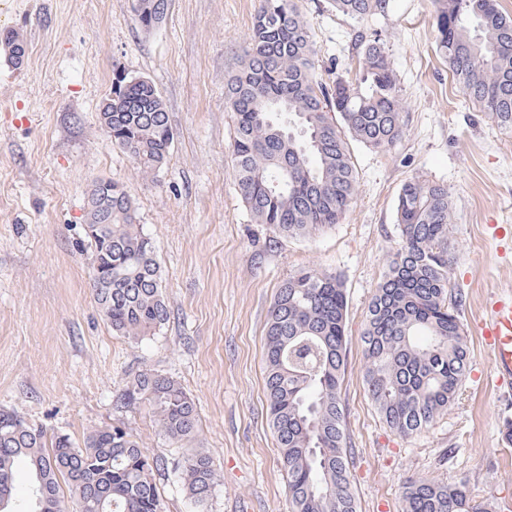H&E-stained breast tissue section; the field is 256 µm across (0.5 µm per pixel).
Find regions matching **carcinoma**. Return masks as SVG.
Wrapping results in <instances>:
<instances>
[{"mask_svg":"<svg viewBox=\"0 0 512 512\" xmlns=\"http://www.w3.org/2000/svg\"><path fill=\"white\" fill-rule=\"evenodd\" d=\"M165 0H133L149 30L166 16ZM355 20L384 16L389 0H332ZM437 52L466 98L512 134V16L499 0H442ZM0 49L14 64L27 44L0 29ZM362 84L338 73L319 79L315 50L298 0H260L237 68L226 79L235 117L233 168L241 200L258 224L307 238L341 222L354 202L358 171L350 145L390 148L403 134V103L383 40L357 35ZM112 145L150 174L173 140L168 113L149 80L112 79ZM339 115L338 120L329 113ZM96 188L86 199L93 250V293L112 331L138 340L170 319L152 239L137 223L124 188L112 184V223L99 224ZM399 243L368 309L364 381L380 419L401 436L423 432L453 403L469 370L457 303L448 302L452 201L448 186L420 176L401 187ZM348 300L340 277L302 269L282 283L269 310L265 342L267 418L281 449L292 512H358L353 448L339 389L346 370ZM124 398L144 400L169 439L192 437L194 401L172 379L148 370ZM31 472L32 512H162L154 471L170 467L195 505H207L219 482L211 455L193 448L168 463L149 457L125 428L90 432L80 446L0 409V512H15L14 473ZM403 512H481L465 485L429 479L404 486Z\"/></svg>","mask_w":512,"mask_h":512,"instance_id":"carcinoma-1","label":"carcinoma"}]
</instances>
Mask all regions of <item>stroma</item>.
<instances>
[{
	"label": "stroma",
	"mask_w": 512,
	"mask_h": 512,
	"mask_svg": "<svg viewBox=\"0 0 512 512\" xmlns=\"http://www.w3.org/2000/svg\"><path fill=\"white\" fill-rule=\"evenodd\" d=\"M299 6L319 74L339 62L358 82L355 35L379 34L404 105V133L391 148L353 145L356 198L340 224L309 238L255 223L234 179L224 84L259 0H169L148 31L131 0H0V29L28 45L21 69L0 56V409L77 443L114 425L168 461L207 450L220 482L205 510L162 469L163 512H290L266 417L265 332L282 283L313 267L340 276L348 298L340 398L359 512H402L404 484L420 478L465 484L474 504L508 512L512 446L502 429L512 421V385L498 383L481 324L491 298L512 290V135L465 99L437 53L436 0H391L387 16L364 21L337 14L331 0ZM118 71L151 80L169 115V155L150 174L100 125ZM415 176L450 191L448 294L460 302L470 368L451 407L402 437L367 395L361 336L399 243L397 196ZM99 179L125 188L157 250L170 320L137 341L113 333L93 296L85 200ZM143 370L194 400L193 439L169 440L148 403L123 400Z\"/></svg>",
	"instance_id": "obj_1"
}]
</instances>
